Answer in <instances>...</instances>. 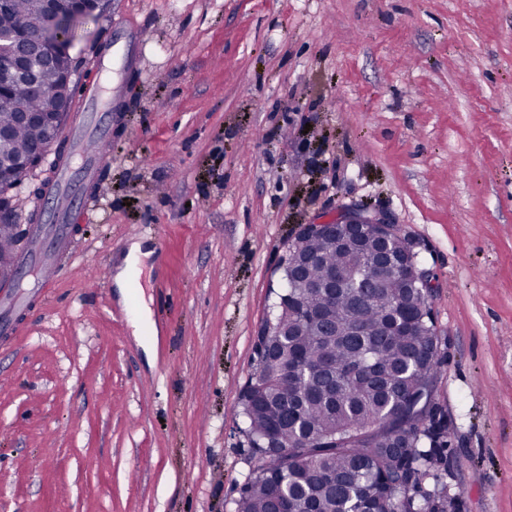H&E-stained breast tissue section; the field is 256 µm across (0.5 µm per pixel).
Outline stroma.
Returning <instances> with one entry per match:
<instances>
[{
  "instance_id": "obj_1",
  "label": "stroma",
  "mask_w": 512,
  "mask_h": 512,
  "mask_svg": "<svg viewBox=\"0 0 512 512\" xmlns=\"http://www.w3.org/2000/svg\"><path fill=\"white\" fill-rule=\"evenodd\" d=\"M72 43L74 88L111 87L68 245L99 285L62 274L0 345V512H235L276 269L347 207L388 214L432 275L443 482L512 512V0H109ZM46 174L15 223L63 205ZM135 242L152 257L123 298Z\"/></svg>"
}]
</instances>
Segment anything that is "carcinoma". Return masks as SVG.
I'll use <instances>...</instances> for the list:
<instances>
[{"label": "carcinoma", "instance_id": "carcinoma-1", "mask_svg": "<svg viewBox=\"0 0 512 512\" xmlns=\"http://www.w3.org/2000/svg\"><path fill=\"white\" fill-rule=\"evenodd\" d=\"M27 24L38 33L50 25L40 0H10L0 29ZM71 58L39 70L48 87L59 71L75 70ZM15 104L53 111L50 96L34 98L23 83L11 88ZM45 138L19 128L0 144V155L23 154ZM300 255L313 258L308 277L329 270L350 281L368 263L362 247L311 237ZM292 296L305 310L330 317L335 335L309 320L293 336H269L256 370L274 378L261 399L244 407L245 433L259 457L275 443L282 461L258 466L237 501L236 512H448V468L453 425L435 397L444 358L431 317L430 294L407 276H388L367 298L352 288L320 294L294 283Z\"/></svg>", "mask_w": 512, "mask_h": 512}]
</instances>
